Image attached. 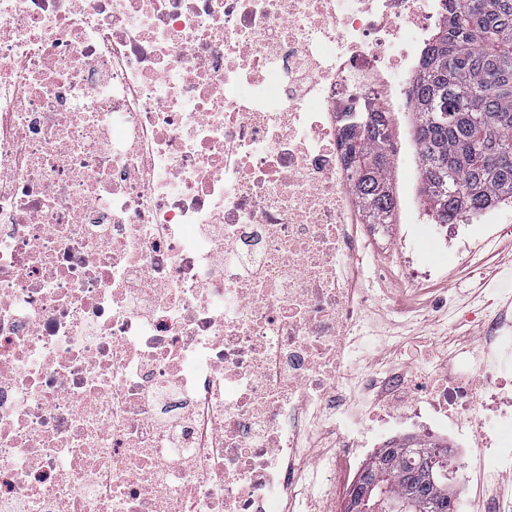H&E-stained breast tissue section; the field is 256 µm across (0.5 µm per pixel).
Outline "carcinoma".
Wrapping results in <instances>:
<instances>
[{"label":"carcinoma","instance_id":"cac0c4a2","mask_svg":"<svg viewBox=\"0 0 512 512\" xmlns=\"http://www.w3.org/2000/svg\"><path fill=\"white\" fill-rule=\"evenodd\" d=\"M446 15L419 64L413 89V139L421 193L435 224H455L512 202V0H446ZM375 94L340 113L341 145L366 224H391L396 201L388 178L390 113ZM452 172L460 188L449 185ZM433 445L390 444L365 478L373 494L415 501L416 512H453L448 481L427 478Z\"/></svg>","mask_w":512,"mask_h":512}]
</instances>
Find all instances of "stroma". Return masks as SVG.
<instances>
[{
    "mask_svg": "<svg viewBox=\"0 0 512 512\" xmlns=\"http://www.w3.org/2000/svg\"><path fill=\"white\" fill-rule=\"evenodd\" d=\"M411 125L410 113L392 117L397 161L391 184L402 208L384 235L371 238L358 285L373 291L366 309L369 318L401 338L397 344L375 346V353L403 359L437 386L443 378L435 364L448 353L474 349L479 342L481 325L466 322V315L493 297L502 270L512 268V241L498 233L500 225L512 224V203L448 228L432 224L419 195V175L409 174L400 163L414 146ZM414 238L434 255L430 267L415 277L400 253ZM418 296L422 304L409 308V299ZM454 492L467 498L466 512H484L491 497L501 500L507 510L512 507L511 478L489 485L475 474L460 476Z\"/></svg>",
    "mask_w": 512,
    "mask_h": 512,
    "instance_id": "obj_1",
    "label": "stroma"
}]
</instances>
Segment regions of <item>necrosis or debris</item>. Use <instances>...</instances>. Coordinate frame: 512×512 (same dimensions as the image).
<instances>
[{"label": "necrosis or debris", "instance_id": "1", "mask_svg": "<svg viewBox=\"0 0 512 512\" xmlns=\"http://www.w3.org/2000/svg\"><path fill=\"white\" fill-rule=\"evenodd\" d=\"M445 7L0 0V512H338L383 401L512 473L467 388L512 390V320L421 399L352 285L338 114L408 111Z\"/></svg>", "mask_w": 512, "mask_h": 512}]
</instances>
